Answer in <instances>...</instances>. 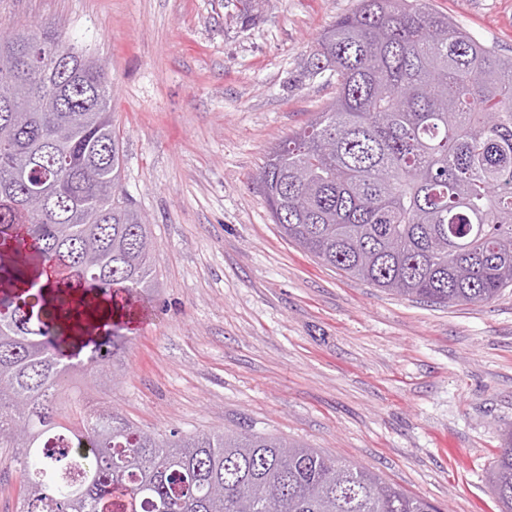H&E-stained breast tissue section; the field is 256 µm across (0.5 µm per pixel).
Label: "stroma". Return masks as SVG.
<instances>
[{"label":"stroma","mask_w":512,"mask_h":512,"mask_svg":"<svg viewBox=\"0 0 512 512\" xmlns=\"http://www.w3.org/2000/svg\"><path fill=\"white\" fill-rule=\"evenodd\" d=\"M512 52V0H428ZM359 0H0L106 59L122 186L152 230L151 320L91 400L145 430L254 432L370 469L440 512H499L512 425V289L438 307L326 267L273 224L252 175L336 94L307 75ZM500 448L488 472V483L501 512H512V430L504 431Z\"/></svg>","instance_id":"1"}]
</instances>
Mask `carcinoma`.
<instances>
[{"label": "carcinoma", "instance_id": "1", "mask_svg": "<svg viewBox=\"0 0 512 512\" xmlns=\"http://www.w3.org/2000/svg\"><path fill=\"white\" fill-rule=\"evenodd\" d=\"M241 24L260 0H240ZM303 67L336 75V98L267 154L254 176L280 234L328 267L439 307L512 287V53L426 0H359ZM112 77L46 23L0 43V237L67 272L55 315L34 282L0 297V448L22 473L19 512H436L429 501L319 448L260 433H158L64 386L122 362L124 326L104 325L83 360L60 338L102 302L147 298L152 233L120 189ZM89 449L80 480L67 448ZM512 512V430L488 472Z\"/></svg>", "mask_w": 512, "mask_h": 512}]
</instances>
